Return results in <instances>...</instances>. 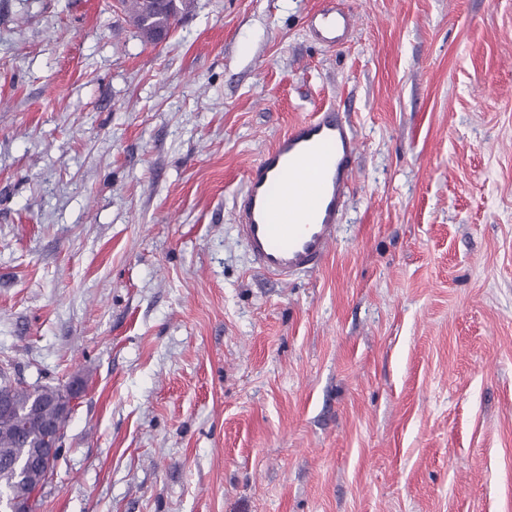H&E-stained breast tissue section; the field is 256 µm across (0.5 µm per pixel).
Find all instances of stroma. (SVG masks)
<instances>
[{
  "label": "stroma",
  "instance_id": "stroma-1",
  "mask_svg": "<svg viewBox=\"0 0 512 512\" xmlns=\"http://www.w3.org/2000/svg\"><path fill=\"white\" fill-rule=\"evenodd\" d=\"M0 0V365L84 388L37 512H512V0ZM338 104L322 267L259 271L244 177ZM122 10L138 29L140 36L148 42H155L167 35L177 22L191 13L195 0H166L162 3L152 0H119ZM308 20L317 38L329 46L342 44L352 27L351 14L334 7H324Z\"/></svg>",
  "mask_w": 512,
  "mask_h": 512
}]
</instances>
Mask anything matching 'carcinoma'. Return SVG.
Wrapping results in <instances>:
<instances>
[{
	"mask_svg": "<svg viewBox=\"0 0 512 512\" xmlns=\"http://www.w3.org/2000/svg\"><path fill=\"white\" fill-rule=\"evenodd\" d=\"M119 5L140 36L153 43L194 10L195 0H164L162 3L156 0H119ZM1 390L9 392L16 407L14 414L0 415V461L9 460L7 466L0 464V496L8 499L15 492L36 490L48 481L45 471L31 462L32 450L47 444V434L41 423L28 422L26 418L39 408L42 416L54 417V410L47 406V402L58 397L62 387L32 386L0 370Z\"/></svg>",
	"mask_w": 512,
	"mask_h": 512,
	"instance_id": "cac0c4a2",
	"label": "carcinoma"
}]
</instances>
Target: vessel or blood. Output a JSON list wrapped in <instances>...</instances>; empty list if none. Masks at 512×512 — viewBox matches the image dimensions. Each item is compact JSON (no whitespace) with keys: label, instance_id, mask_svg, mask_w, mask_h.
Segmentation results:
<instances>
[{"label":"vessel or blood","instance_id":"b4317fda","mask_svg":"<svg viewBox=\"0 0 512 512\" xmlns=\"http://www.w3.org/2000/svg\"><path fill=\"white\" fill-rule=\"evenodd\" d=\"M309 24L318 39L336 46L352 17L326 7L312 13ZM358 150L350 123L331 105L292 125L248 169L232 216L259 269L285 282L323 265Z\"/></svg>","mask_w":512,"mask_h":512}]
</instances>
